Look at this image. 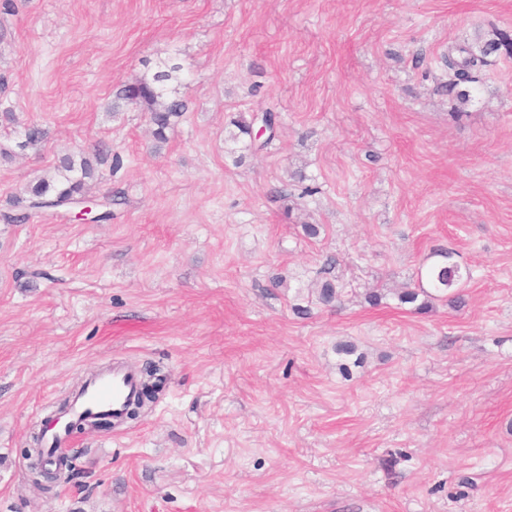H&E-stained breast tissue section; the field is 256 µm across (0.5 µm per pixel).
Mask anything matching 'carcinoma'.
Masks as SVG:
<instances>
[{
    "label": "carcinoma",
    "instance_id": "1",
    "mask_svg": "<svg viewBox=\"0 0 512 512\" xmlns=\"http://www.w3.org/2000/svg\"><path fill=\"white\" fill-rule=\"evenodd\" d=\"M499 42L490 40L474 51L469 45H457L448 51V70L453 73L451 85L456 86L468 80L472 70L488 64L487 56L498 50ZM180 66L173 64L167 69L156 72L150 78H141L134 82L121 85L112 99V111L118 112L125 106L133 105L146 112L153 126L154 138L159 142L166 141V130L173 126L185 112L189 110L188 101L175 90L167 89V82L175 79ZM267 128V137L259 144L250 143V148L261 151L276 137L279 113L267 108L252 116L251 121L237 120L234 126L238 133L232 134V140L239 136H249L255 123ZM49 137V131L37 124L25 127L24 141L18 143L22 150L38 146ZM95 167L92 160L82 153L67 154L61 157L51 174H46L31 183L14 201V210L0 214V219L7 224H23L32 215L57 209L71 199L87 197L88 181L93 179ZM119 203L118 196L107 194L95 200L94 208L99 210L96 220L105 221L112 217V205ZM437 255L442 261L429 266L427 280L431 288L437 292H445L463 279L461 267L452 262V253L439 251ZM44 436L35 434L31 447L24 449V455L32 462L27 469V480L33 485H41L40 465L45 462Z\"/></svg>",
    "mask_w": 512,
    "mask_h": 512
}]
</instances>
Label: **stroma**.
I'll return each instance as SVG.
<instances>
[{
    "instance_id": "35a3bbf8",
    "label": "stroma",
    "mask_w": 512,
    "mask_h": 512,
    "mask_svg": "<svg viewBox=\"0 0 512 512\" xmlns=\"http://www.w3.org/2000/svg\"><path fill=\"white\" fill-rule=\"evenodd\" d=\"M0 30V210L82 148L122 193L0 223V512H512V48L458 89L444 64L512 39V0H17ZM175 63L159 143L112 93ZM267 108L266 149L231 140ZM439 250L469 278L401 302ZM115 362L159 365L157 402L28 484L32 433ZM262 123L267 128V137L259 144L253 143L251 140L252 127L255 123ZM279 122V113L272 108H267L261 112L255 113L250 122L244 120L234 121V126L238 129L239 133L232 134V140H238L240 135H246L250 138V148L255 151H261L266 148L276 137L277 123Z\"/></svg>"
}]
</instances>
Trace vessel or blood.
<instances>
[{
  "mask_svg": "<svg viewBox=\"0 0 512 512\" xmlns=\"http://www.w3.org/2000/svg\"><path fill=\"white\" fill-rule=\"evenodd\" d=\"M139 391V378L130 367L115 364L100 370L88 379L71 397L70 407L63 421L57 422L48 431V444L54 453L67 452L70 438L69 422L87 414L107 413L121 415L127 403Z\"/></svg>",
  "mask_w": 512,
  "mask_h": 512,
  "instance_id": "b4317fda",
  "label": "vessel or blood"
}]
</instances>
